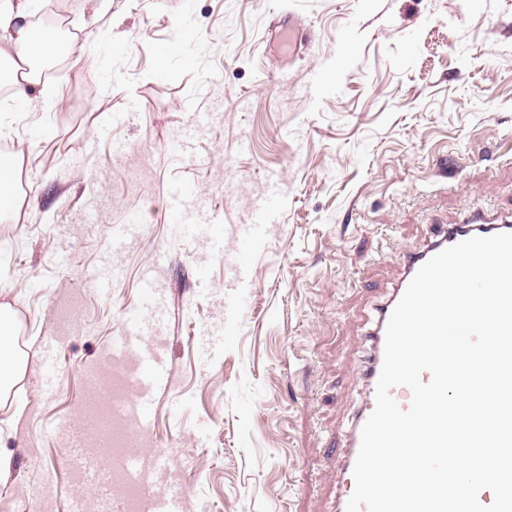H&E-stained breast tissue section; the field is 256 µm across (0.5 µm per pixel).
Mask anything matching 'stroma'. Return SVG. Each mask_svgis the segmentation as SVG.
<instances>
[{
	"mask_svg": "<svg viewBox=\"0 0 512 512\" xmlns=\"http://www.w3.org/2000/svg\"><path fill=\"white\" fill-rule=\"evenodd\" d=\"M70 54L0 144L25 368L0 401L7 512L97 501L56 423L138 320L149 411L189 512H329L363 318L427 225L512 213V0H32ZM311 40L296 43V28ZM278 207L236 279L234 232ZM152 273L164 310L145 302ZM9 169L2 174L0 170V216L11 214L17 205L18 195L16 192L17 180L15 177L16 160L13 154H9ZM139 355L142 360L139 374L141 384L152 385V387L160 386L164 380L163 373L161 372L162 361L147 351H139Z\"/></svg>",
	"mask_w": 512,
	"mask_h": 512,
	"instance_id": "35a3bbf8",
	"label": "stroma"
}]
</instances>
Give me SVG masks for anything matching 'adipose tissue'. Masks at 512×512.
Listing matches in <instances>:
<instances>
[{
    "instance_id": "obj_1",
    "label": "adipose tissue",
    "mask_w": 512,
    "mask_h": 512,
    "mask_svg": "<svg viewBox=\"0 0 512 512\" xmlns=\"http://www.w3.org/2000/svg\"><path fill=\"white\" fill-rule=\"evenodd\" d=\"M57 32L52 28L33 30L29 0H0V84L14 96L23 97L37 82L32 66L34 45L52 46ZM17 325L10 305L0 304V397L9 392L25 365L16 345Z\"/></svg>"
}]
</instances>
